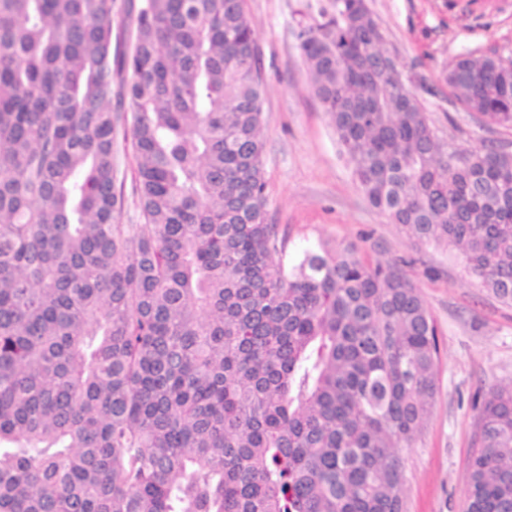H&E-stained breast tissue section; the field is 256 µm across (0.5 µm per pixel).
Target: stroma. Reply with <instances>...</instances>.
Masks as SVG:
<instances>
[{"instance_id":"35a3bbf8","label":"stroma","mask_w":512,"mask_h":512,"mask_svg":"<svg viewBox=\"0 0 512 512\" xmlns=\"http://www.w3.org/2000/svg\"><path fill=\"white\" fill-rule=\"evenodd\" d=\"M301 0H245L265 81L263 177L269 217L287 251L356 245L396 264L434 318L438 390L421 433L400 454L405 512H465L468 464L479 452L475 393L512 382V306L468 275L459 251L409 238L364 198L331 120L311 89L295 38ZM384 47L449 149L512 151V128L472 118L444 80L458 56L512 62V0H368Z\"/></svg>"}]
</instances>
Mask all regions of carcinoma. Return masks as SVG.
Here are the masks:
<instances>
[{"label":"carcinoma","instance_id":"carcinoma-1","mask_svg":"<svg viewBox=\"0 0 512 512\" xmlns=\"http://www.w3.org/2000/svg\"><path fill=\"white\" fill-rule=\"evenodd\" d=\"M296 38L368 201L512 303V153L441 144L366 0H302ZM445 79L512 127V64ZM263 88L243 0H0V512H404L438 329L352 247L283 261ZM473 403L467 512H512V384ZM136 158L131 146V141L128 140L124 150L121 148V153L119 157V172L118 178L120 181H124L125 185V193L128 197V208L124 213L121 223L122 224H139L141 221L137 220V210L133 203V197L131 195L132 185L136 173Z\"/></svg>","mask_w":512,"mask_h":512}]
</instances>
